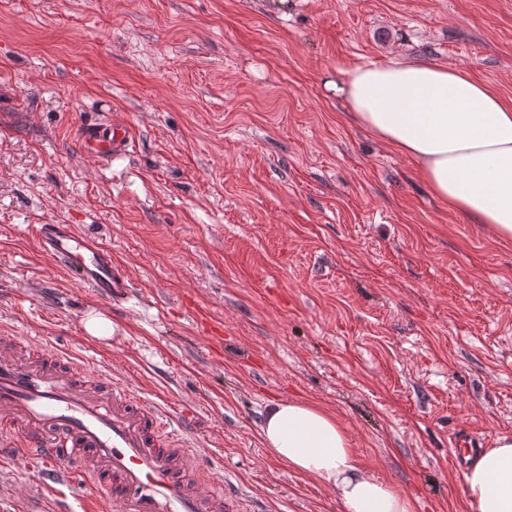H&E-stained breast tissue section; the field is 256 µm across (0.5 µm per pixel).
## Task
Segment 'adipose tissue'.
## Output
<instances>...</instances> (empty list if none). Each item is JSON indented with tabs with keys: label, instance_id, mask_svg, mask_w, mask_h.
<instances>
[{
	"label": "adipose tissue",
	"instance_id": "adipose-tissue-1",
	"mask_svg": "<svg viewBox=\"0 0 512 512\" xmlns=\"http://www.w3.org/2000/svg\"><path fill=\"white\" fill-rule=\"evenodd\" d=\"M323 87L414 162L443 204L512 240V103L460 70L409 59L346 67ZM261 436L277 460L334 489L344 512H413L408 496L362 467L343 426L319 405L268 402ZM463 482L470 512H512V435L480 451Z\"/></svg>",
	"mask_w": 512,
	"mask_h": 512
}]
</instances>
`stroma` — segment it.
<instances>
[{"mask_svg": "<svg viewBox=\"0 0 512 512\" xmlns=\"http://www.w3.org/2000/svg\"><path fill=\"white\" fill-rule=\"evenodd\" d=\"M400 56L512 101V0H0V329L187 413L211 477L263 512H344L262 442L263 406L288 399L335 414L415 512H467L449 434H512V241L323 88ZM112 120L126 154L83 152ZM29 224L101 239L132 296L96 298ZM0 512L112 504L0 455Z\"/></svg>", "mask_w": 512, "mask_h": 512, "instance_id": "35a3bbf8", "label": "stroma"}]
</instances>
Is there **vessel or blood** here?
I'll return each mask as SVG.
<instances>
[{
	"label": "vessel or blood",
	"instance_id": "1",
	"mask_svg": "<svg viewBox=\"0 0 512 512\" xmlns=\"http://www.w3.org/2000/svg\"><path fill=\"white\" fill-rule=\"evenodd\" d=\"M131 138L124 124H99L84 132L82 146L108 157ZM29 230L100 299H129L132 282L111 249L70 224ZM0 433L14 435L20 463L41 461L49 482L65 484L81 473L105 491L113 512H261L205 477L189 416L111 370H85L68 349L32 342L22 352L15 337L0 336Z\"/></svg>",
	"mask_w": 512,
	"mask_h": 512
}]
</instances>
